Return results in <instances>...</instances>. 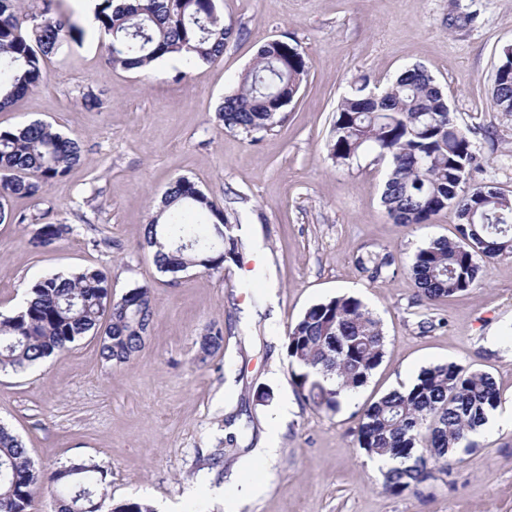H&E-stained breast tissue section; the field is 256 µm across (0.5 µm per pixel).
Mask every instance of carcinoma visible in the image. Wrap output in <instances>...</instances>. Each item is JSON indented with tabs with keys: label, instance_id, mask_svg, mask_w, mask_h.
I'll return each mask as SVG.
<instances>
[{
	"label": "carcinoma",
	"instance_id": "carcinoma-1",
	"mask_svg": "<svg viewBox=\"0 0 512 512\" xmlns=\"http://www.w3.org/2000/svg\"><path fill=\"white\" fill-rule=\"evenodd\" d=\"M19 0H0V111L46 77L45 62L64 42H78L83 30L66 17H51L50 0L24 28ZM94 18L110 42L108 62L140 70L170 57L212 62L243 31L224 25L216 0H96ZM298 49L282 40L262 44L238 87L218 106L224 128L251 137L274 128L308 75ZM494 110L512 116V47L496 67ZM471 131L462 129L441 89L419 65L371 95L369 80L355 83L336 109L327 140L328 156L346 164L365 151L388 164L382 203L397 224H427L441 210L456 208L455 237L437 238L419 248L408 273L417 301L428 306L476 287L491 264L512 256V198L489 185L464 189L479 168ZM81 160L76 137L37 121L0 128V224L36 225L27 245L40 249L67 239L73 226L45 223L46 213L14 217L6 200L14 195L43 197L45 187ZM195 213L212 221L198 224ZM224 213L195 182L176 179L164 193L144 239L156 248L158 271L177 274L216 270L236 254ZM374 278L392 264L389 256L359 260ZM153 318L147 285L112 297L110 273L86 268L69 277L52 275L29 286L16 313L0 315V372L19 373L70 350L86 336L100 339L101 355L114 366L141 349ZM224 347V332L212 327L198 344V362ZM285 352L299 399L317 410L335 411L341 399L364 386L386 353L380 320L361 299L338 296L316 303L289 326ZM494 378L455 363L421 370L416 380L387 392L356 411L359 448L389 464L383 488L392 495L414 491L448 471L456 450L473 447L472 434L498 408ZM48 490L59 512H155L150 500L112 503L107 470L93 463L64 465L43 477L22 441L0 424V512H28L34 497Z\"/></svg>",
	"mask_w": 512,
	"mask_h": 512
}]
</instances>
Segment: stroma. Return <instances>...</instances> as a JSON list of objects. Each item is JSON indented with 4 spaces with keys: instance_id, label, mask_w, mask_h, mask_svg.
Here are the masks:
<instances>
[{
    "instance_id": "1",
    "label": "stroma",
    "mask_w": 512,
    "mask_h": 512,
    "mask_svg": "<svg viewBox=\"0 0 512 512\" xmlns=\"http://www.w3.org/2000/svg\"><path fill=\"white\" fill-rule=\"evenodd\" d=\"M225 24L243 29L211 63L167 58L146 71L112 67L86 0H52L84 31L46 62L47 77L0 128L35 120L78 135L82 161L46 189L43 204L15 197L17 214L46 212L75 234L34 251L30 224H0V313L19 310L41 277L107 268L112 295L152 289L153 319L130 362L106 363L88 336L20 374H0V422L35 467L93 461L108 471L113 501L146 498L156 512H512V427L476 435L448 474L417 492L383 491L381 470L358 446L355 411L438 363L490 373L512 405V258L479 286L425 307L408 268L416 251L454 237L448 208L427 224H397L381 195L386 163L365 154L334 163L326 150L336 106L360 78L386 86L424 66L448 96L481 161L473 183L512 195V117L494 112L490 81L512 45V0H217ZM282 40L309 63L286 120L247 138L225 130L216 108L237 88L260 45ZM101 104L87 108L82 95ZM187 177L228 218L237 261L211 271L157 270L143 248L146 224L170 184ZM387 254V278L358 259ZM353 295L380 319L386 355L338 411L298 400L285 336L312 304ZM429 318L433 327L421 332ZM224 348L196 362L211 325ZM277 434L270 464L252 456ZM224 451V475L205 470Z\"/></svg>"
}]
</instances>
